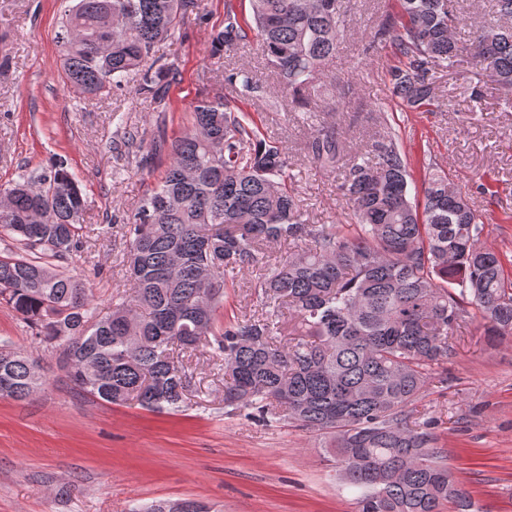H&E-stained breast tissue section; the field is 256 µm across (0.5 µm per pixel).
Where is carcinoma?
<instances>
[{"instance_id":"obj_1","label":"carcinoma","mask_w":512,"mask_h":512,"mask_svg":"<svg viewBox=\"0 0 512 512\" xmlns=\"http://www.w3.org/2000/svg\"><path fill=\"white\" fill-rule=\"evenodd\" d=\"M249 2V21L224 3V21L207 32L211 51L257 40L280 97L265 96L248 68L224 83L270 109L286 101L310 111L322 97L316 74L344 42L341 0ZM397 3L378 35L389 38L395 63L386 81L400 106L432 111L435 74L465 53L512 87V0H495L496 22L465 45L454 0ZM201 6L76 0L57 33L67 85L97 97L135 76L153 111H170L179 71L158 45ZM118 121L124 146L140 152L143 135ZM307 153L323 169L343 166L349 229L309 222L288 185V148L260 136L250 113L221 90L197 98L159 181L122 218L130 293L106 312L86 283L52 264L81 248V182L62 159L24 173L0 185V237L16 244L0 259V300L41 327L84 394L179 411L190 384L179 357L207 349L224 369V410L320 433L336 477L359 492V512H472L433 422L412 417L469 319L481 317L490 336L512 337V278L483 245L485 224L467 195L443 169L416 186L394 132L351 156L338 133L314 125ZM275 242L294 251L263 267L261 313L224 321L228 277L259 267L263 246ZM2 379L15 400L42 384L34 360L9 341L0 342ZM134 512H181L180 502Z\"/></svg>"}]
</instances>
